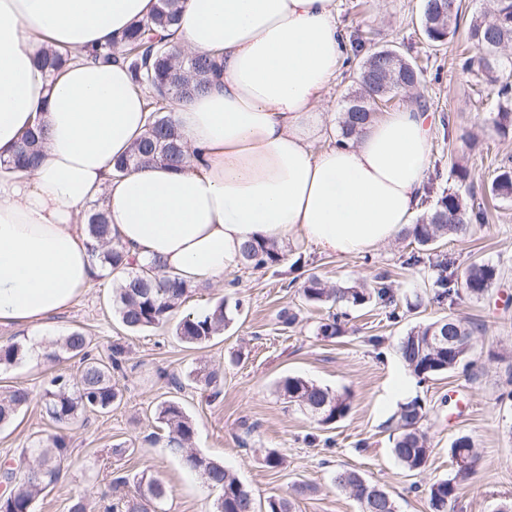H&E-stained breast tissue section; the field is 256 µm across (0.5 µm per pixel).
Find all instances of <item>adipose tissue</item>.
<instances>
[{
  "mask_svg": "<svg viewBox=\"0 0 512 512\" xmlns=\"http://www.w3.org/2000/svg\"><path fill=\"white\" fill-rule=\"evenodd\" d=\"M156 0H0V155L34 122L50 130L39 166L0 173V326L38 330L100 272L84 216L106 211L138 263L160 261L193 284H218L244 244L294 238L344 258L410 230L431 152L426 112L408 102L337 143L326 132L344 58L336 0H184L175 32L213 53L210 88L172 105L188 148L178 169L115 174L142 134L145 96L128 67L85 56ZM75 56L57 77L46 48Z\"/></svg>",
  "mask_w": 512,
  "mask_h": 512,
  "instance_id": "1",
  "label": "adipose tissue"
}]
</instances>
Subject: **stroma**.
Instances as JSON below:
<instances>
[{"label": "stroma", "mask_w": 512, "mask_h": 512, "mask_svg": "<svg viewBox=\"0 0 512 512\" xmlns=\"http://www.w3.org/2000/svg\"><path fill=\"white\" fill-rule=\"evenodd\" d=\"M423 6L424 0H336V24L343 35L369 33L371 47H399L423 69L416 94L434 119L428 192L420 204L425 211L448 187L464 195L481 191L501 159L512 155V136L497 132L494 100L475 104L482 83L458 65L463 35L433 46L421 29ZM457 165L470 173L460 185L450 175ZM287 250V260L277 267H237L225 272L224 287L198 286L188 309H205L224 296L241 302L224 332L202 348L182 343L169 326L128 335L112 310L113 282L105 274L93 279L69 310L49 317L43 342L79 328L95 353L107 354L115 343L124 346L125 369L118 378L123 400L111 412L90 414L72 425L68 469L50 492L38 497L36 512H66L79 495L91 512H104L100 494L111 475L145 470L172 487L166 512H214L218 490L187 470L164 443L145 442L160 429L157 404L171 399L195 420L201 453L223 463L261 503L305 484L308 492L294 495L295 512H359L350 492L333 482L337 470L352 468L389 491L398 512H428L422 489L456 474L448 447L463 434L473 437L478 455L473 473L461 483L453 512H496L500 503L512 500V399L505 396L512 367V201L489 207L485 223L467 236L443 240L438 251L421 252L422 261L414 267L405 260L419 250L407 235L346 258L300 240L288 242ZM441 254L451 258L456 273L478 259L501 275L482 298L437 302L433 265ZM380 273L387 275L396 295L398 318H390L388 309L379 306L355 309L344 335L332 341L318 336L328 309L303 305L296 284L314 275L330 287L350 285ZM285 307L299 311L298 324L286 331L278 322ZM446 316L480 325L478 361L419 381L402 362L398 341L415 325ZM78 366L74 359L45 358L0 368V387L20 384L33 396L27 408L0 427V459L47 431L42 390L57 374L76 375ZM204 367L222 373L218 393L192 383ZM288 375L349 391V413L334 428L321 429L279 395L276 385ZM172 376L184 382V389L169 384ZM414 399L428 411L424 429L432 453L424 470L411 473L390 451L389 420L400 404ZM273 449L282 458L275 468L265 461Z\"/></svg>", "instance_id": "stroma-1"}]
</instances>
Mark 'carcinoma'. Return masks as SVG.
I'll list each match as a JSON object with an SVG mask.
<instances>
[{
    "label": "carcinoma",
    "instance_id": "obj_1",
    "mask_svg": "<svg viewBox=\"0 0 512 512\" xmlns=\"http://www.w3.org/2000/svg\"><path fill=\"white\" fill-rule=\"evenodd\" d=\"M182 9V0H158L151 18L131 25L121 37L113 38L93 50L88 60L110 63L118 58L127 64L132 80L140 89L151 91L146 109L150 112L148 128L130 146L127 155L114 163V170L126 173L147 164L180 166L186 159L181 135L172 116V102L187 100L207 89L210 76L218 70L216 60L208 55L187 56L175 42L159 34L174 25ZM463 20L459 0H425L421 18L424 35L439 47L451 41ZM467 40L475 51L470 56L459 54L458 64L464 70L476 69L488 88V95L496 99L497 131L512 134V82L503 80L502 70H512V0H492L491 8L471 17L467 24ZM353 64V83L358 91L349 99L341 120V136L346 139L361 130L377 112L376 100L396 96L397 91L413 89L419 83L421 69L417 64L404 62L386 68L380 57L382 49L366 55L361 51L366 44L357 33L350 40ZM494 50L498 62L490 65L483 53ZM69 61V54L56 49L45 50L37 59L38 65L50 72L61 70ZM46 140L45 132L37 127L24 132L9 158L0 159L3 171H18L36 166ZM486 193L502 201L512 200V157L501 160L498 171L487 185ZM486 208L466 199L450 189L427 210L408 232L424 251L435 249L437 242L448 236H464L473 225L485 220ZM89 250L103 267L122 274L113 289V307L122 325L132 333H140L166 326L172 315L192 296L197 286L165 275L158 262L139 264L128 257L123 247L113 242L112 230L104 211L96 206L86 216ZM285 250L275 245L249 242L242 250L241 267L260 270L276 266L286 260ZM439 273L433 283L434 298L455 301L461 295L471 298L484 296L497 279L495 267L482 261H473L463 276L450 270L448 260L436 264ZM302 300L310 305L329 304L351 309L370 305L387 308L395 302L394 294L384 277L377 276L369 283H355L336 288L326 287L318 278L310 277L300 288ZM230 322L227 304L219 300L200 313H188L176 324L177 338L189 345L201 347ZM476 327L455 317H443L411 328L400 338L398 353L410 372L425 381L454 371L460 366L472 365L470 355ZM344 332L341 320L333 315L321 323L317 335L334 339ZM446 335L451 342L438 345L435 336ZM91 340L79 329L68 332L50 344L47 358H59L64 352L80 361L78 377L59 374L44 388L40 401L51 431L35 440L31 447L20 450L12 461L0 464V481L5 489L0 493V512H35L37 498L56 484L64 463L68 460L67 431L80 417L104 413L121 403L123 392L113 381L124 370V347L116 343L107 359H97L91 353ZM19 345L0 342V366H10L22 359ZM277 390L290 403L316 418L318 425L330 429L350 410V395L333 392L301 377L285 376L277 383ZM31 401L30 391L22 386H11L0 393V425L9 422ZM427 412L425 405L414 399L400 406L395 417L391 453L408 472H418L427 465L431 448L422 429ZM157 420L165 434L155 433L145 438L150 444L165 440L170 452L179 457L186 468L199 473L208 485L221 490L215 512H259L255 499L237 477L220 462L200 454L195 448L196 423L180 403L172 400L157 406ZM448 453L459 471L467 473L474 467L477 455L471 436L460 435L452 440ZM111 483L131 485L133 495L126 497L122 506H112L121 512H161V504L172 490L153 474L143 471L133 477L119 476ZM334 483L350 491L358 501L360 512H398L394 497L384 488L366 481L354 469H342L334 475ZM459 484L457 478L437 480L424 493L430 512H448V504L455 501ZM264 512H293V501L288 494L267 499Z\"/></svg>",
    "mask_w": 512,
    "mask_h": 512
}]
</instances>
